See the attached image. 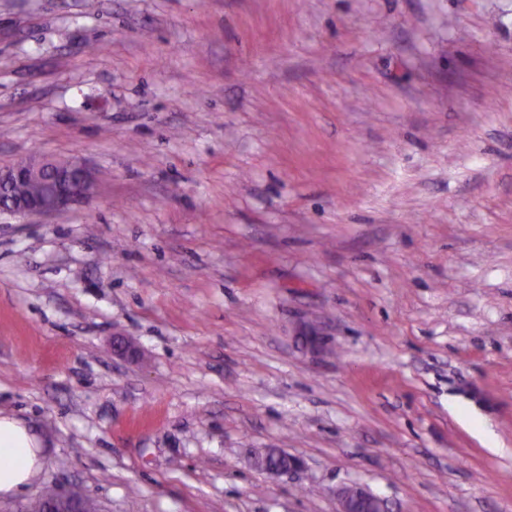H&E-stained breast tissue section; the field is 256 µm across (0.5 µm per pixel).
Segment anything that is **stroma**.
I'll list each match as a JSON object with an SVG mask.
<instances>
[{
    "label": "stroma",
    "mask_w": 512,
    "mask_h": 512,
    "mask_svg": "<svg viewBox=\"0 0 512 512\" xmlns=\"http://www.w3.org/2000/svg\"><path fill=\"white\" fill-rule=\"evenodd\" d=\"M34 154L97 189L0 214V512H512V0H0ZM44 441L22 420L0 415V496L23 492L39 473ZM335 494L339 505L337 512H353L352 508L356 501L376 503L382 507H387V502L384 498L357 484L340 486L336 488ZM74 489H55L50 495L38 496L27 512H89L90 500Z\"/></svg>",
    "instance_id": "stroma-1"
}]
</instances>
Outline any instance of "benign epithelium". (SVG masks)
Here are the masks:
<instances>
[{
	"instance_id": "obj_1",
	"label": "benign epithelium",
	"mask_w": 512,
	"mask_h": 512,
	"mask_svg": "<svg viewBox=\"0 0 512 512\" xmlns=\"http://www.w3.org/2000/svg\"><path fill=\"white\" fill-rule=\"evenodd\" d=\"M22 182L36 183L40 190L26 197L14 194L15 185ZM95 177L78 157L69 159L65 166L46 157H34L23 165H13L0 170V210L18 217L52 214L64 211L94 198ZM295 337L305 348L319 353L325 348V338L318 331L301 324L295 329ZM303 461L288 456V465L264 464L262 469L272 475L300 470ZM339 509L352 512L354 502L363 501L387 506L384 498L360 485L340 486L335 491ZM90 500L74 489H55L47 496H39L29 504L28 512H89Z\"/></svg>"
}]
</instances>
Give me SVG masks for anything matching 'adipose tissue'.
I'll list each match as a JSON object with an SVG mask.
<instances>
[{"instance_id": "adipose-tissue-1", "label": "adipose tissue", "mask_w": 512, "mask_h": 512, "mask_svg": "<svg viewBox=\"0 0 512 512\" xmlns=\"http://www.w3.org/2000/svg\"><path fill=\"white\" fill-rule=\"evenodd\" d=\"M44 441L22 420L0 415V496L23 492L39 473Z\"/></svg>"}]
</instances>
